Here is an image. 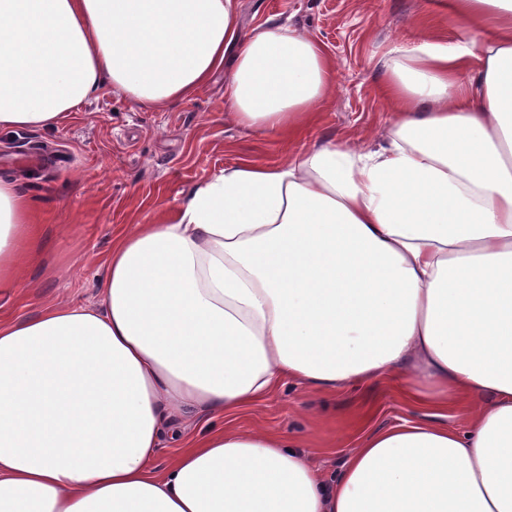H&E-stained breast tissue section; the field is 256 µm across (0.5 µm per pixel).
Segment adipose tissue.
<instances>
[{
  "mask_svg": "<svg viewBox=\"0 0 512 512\" xmlns=\"http://www.w3.org/2000/svg\"><path fill=\"white\" fill-rule=\"evenodd\" d=\"M448 18L463 43L389 51L395 120L366 151L302 147L333 63L287 25L241 34L236 0H0V129L54 128L106 88L170 107L229 52L238 123L298 146L116 237L100 308L0 319V512H512V0ZM41 240L0 178L1 287ZM381 378L463 405V429L371 431L332 472L306 436L179 431L287 380Z\"/></svg>",
  "mask_w": 512,
  "mask_h": 512,
  "instance_id": "adipose-tissue-1",
  "label": "adipose tissue"
}]
</instances>
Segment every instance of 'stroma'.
I'll list each match as a JSON object with an SVG mask.
<instances>
[{
    "label": "stroma",
    "instance_id": "1",
    "mask_svg": "<svg viewBox=\"0 0 512 512\" xmlns=\"http://www.w3.org/2000/svg\"><path fill=\"white\" fill-rule=\"evenodd\" d=\"M238 17L246 33L286 24L324 45L334 85L310 128L311 146L343 139L377 148L394 112L380 91L388 52L462 39L440 0H239ZM228 77L219 73L163 110L106 89L53 129L0 130V175L22 186L43 226V260L25 267L21 284L0 288L1 318L23 319L61 302L99 307L103 262L120 232L155 222L161 205L178 203L225 168L285 158L286 137L236 123L224 105ZM366 412L373 429L421 415L386 378L333 393L288 382L223 424L313 434L317 463L332 471L344 456L333 438H355Z\"/></svg>",
    "mask_w": 512,
    "mask_h": 512
}]
</instances>
